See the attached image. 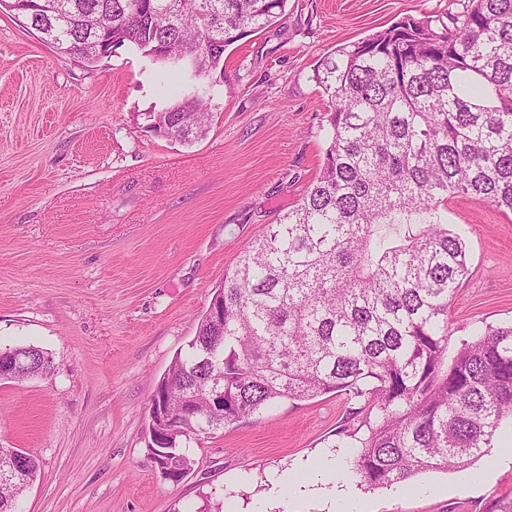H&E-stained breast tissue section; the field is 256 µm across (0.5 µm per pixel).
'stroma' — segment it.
<instances>
[{"label": "stroma", "instance_id": "1", "mask_svg": "<svg viewBox=\"0 0 512 512\" xmlns=\"http://www.w3.org/2000/svg\"><path fill=\"white\" fill-rule=\"evenodd\" d=\"M464 2L288 0L282 21L227 47L210 127L189 145L144 130L191 87L186 71L128 45L88 67L0 12V348L34 345L55 360L50 376L0 380V448L41 464L21 512H289L271 472L327 452L363 512H512V463L465 490L451 471L423 472L399 497L361 483L355 449L336 445L340 393L285 400L191 441L177 484L148 448L150 399L225 273L322 167L317 62ZM448 221L470 227L449 309L457 342L512 323V213L459 198ZM425 485L435 494H419Z\"/></svg>", "mask_w": 512, "mask_h": 512}]
</instances>
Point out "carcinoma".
Wrapping results in <instances>:
<instances>
[{"label":"carcinoma","instance_id":"1","mask_svg":"<svg viewBox=\"0 0 512 512\" xmlns=\"http://www.w3.org/2000/svg\"><path fill=\"white\" fill-rule=\"evenodd\" d=\"M288 0H68L51 43L99 61L85 20L112 23V43L187 69L199 84L149 115L148 133L189 144L211 121L210 80L237 34L286 16ZM34 28L18 0L0 10ZM327 96L323 166L300 203L246 245L159 384L173 414L194 402L188 432L169 439L166 469L191 467L189 440L284 400L347 396L338 448L359 449L370 486L466 469L512 418V325L450 346L448 309L468 273L467 227L448 200L476 197L512 212V0H467L446 19L407 16L342 46L314 69ZM397 227L394 237L382 232ZM14 380L54 371L34 346ZM23 489L0 483V512Z\"/></svg>","mask_w":512,"mask_h":512}]
</instances>
